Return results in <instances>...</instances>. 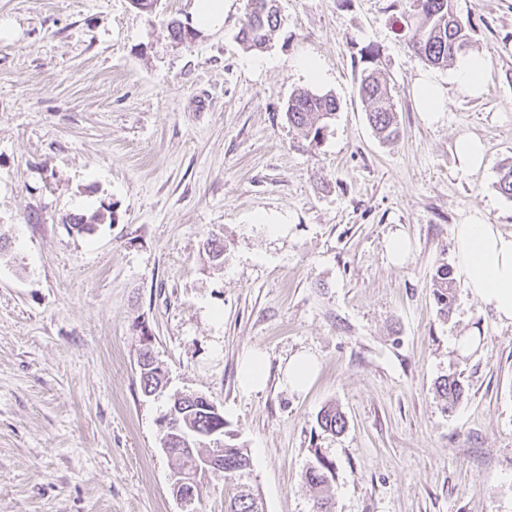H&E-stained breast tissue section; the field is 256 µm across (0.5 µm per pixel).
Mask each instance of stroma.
Returning a JSON list of instances; mask_svg holds the SVG:
<instances>
[{
	"instance_id": "obj_1",
	"label": "stroma",
	"mask_w": 512,
	"mask_h": 512,
	"mask_svg": "<svg viewBox=\"0 0 512 512\" xmlns=\"http://www.w3.org/2000/svg\"><path fill=\"white\" fill-rule=\"evenodd\" d=\"M193 5L0 0V512H180L160 443L176 393L223 412L264 512H313L302 475L318 454L333 512H512V325L462 285L441 314L431 287L464 214L512 233L497 188L512 164V0H455L486 62L476 97L411 54L413 27L391 22L411 0H279L260 52L236 39L247 0L173 43L167 22ZM367 44L396 104L390 144L356 92ZM425 72L448 95L436 120L418 104ZM310 87L339 103L316 144L285 116ZM463 132L484 142V169L459 167ZM103 204L112 219L91 232L63 222ZM396 231L412 243L400 265L385 252ZM145 346L164 375L153 396ZM253 351L267 381L246 392ZM299 353L318 362L302 392L283 380ZM453 372L466 393L447 412L435 383ZM331 404L337 435L318 425ZM140 378L144 393L149 394L155 391L161 383V370L155 365L154 359L150 356V351L146 350L140 353Z\"/></svg>"
}]
</instances>
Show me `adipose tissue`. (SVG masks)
<instances>
[{
  "instance_id": "adipose-tissue-1",
  "label": "adipose tissue",
  "mask_w": 512,
  "mask_h": 512,
  "mask_svg": "<svg viewBox=\"0 0 512 512\" xmlns=\"http://www.w3.org/2000/svg\"><path fill=\"white\" fill-rule=\"evenodd\" d=\"M452 239L456 277L498 322L512 324V233L472 212L455 225Z\"/></svg>"
}]
</instances>
